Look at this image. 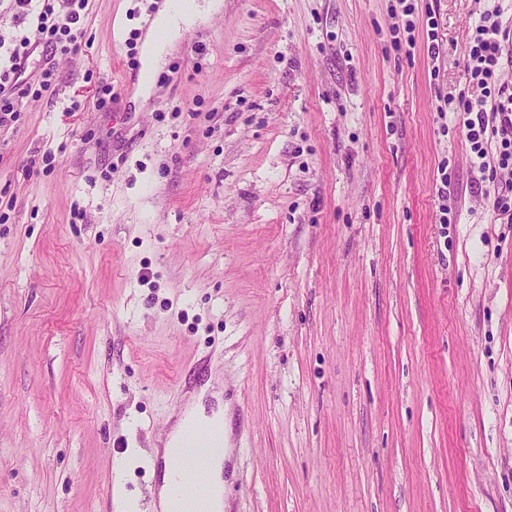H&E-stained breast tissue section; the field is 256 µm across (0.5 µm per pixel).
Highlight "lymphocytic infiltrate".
<instances>
[{"label":"lymphocytic infiltrate","instance_id":"obj_1","mask_svg":"<svg viewBox=\"0 0 512 512\" xmlns=\"http://www.w3.org/2000/svg\"><path fill=\"white\" fill-rule=\"evenodd\" d=\"M33 3L39 7L36 23L15 44L9 67L0 68V126L16 121L20 96L39 97L56 81L51 63L25 77L27 60L36 49L52 56L79 49L78 23L87 0H17L21 7ZM508 63H512V20L496 7L482 12L473 27L465 63L467 87L440 96L437 110L460 118L469 150L479 161L480 179L493 185L487 204L512 223V179H498L502 172L512 175V82L501 78Z\"/></svg>","mask_w":512,"mask_h":512}]
</instances>
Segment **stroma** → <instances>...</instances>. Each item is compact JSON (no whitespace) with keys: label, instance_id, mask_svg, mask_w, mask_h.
I'll return each instance as SVG.
<instances>
[{"label":"stroma","instance_id":"35a3bbf8","mask_svg":"<svg viewBox=\"0 0 512 512\" xmlns=\"http://www.w3.org/2000/svg\"><path fill=\"white\" fill-rule=\"evenodd\" d=\"M428 4L397 49L392 0H224L142 102L158 0H88L0 128V512H154L208 384L224 512H512V223L436 110L512 0H438L436 58Z\"/></svg>","mask_w":512,"mask_h":512}]
</instances>
